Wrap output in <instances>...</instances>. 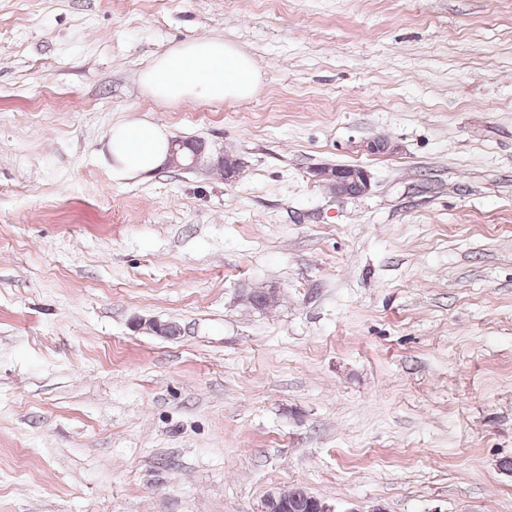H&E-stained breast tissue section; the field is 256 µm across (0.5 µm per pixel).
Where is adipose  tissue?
<instances>
[{
    "mask_svg": "<svg viewBox=\"0 0 512 512\" xmlns=\"http://www.w3.org/2000/svg\"><path fill=\"white\" fill-rule=\"evenodd\" d=\"M261 73L235 44L197 38L155 56L141 72L140 84L163 103L200 100L210 104L241 101L256 94ZM169 134L161 125L132 120L112 127V166L129 175L154 172L168 158Z\"/></svg>",
    "mask_w": 512,
    "mask_h": 512,
    "instance_id": "obj_1",
    "label": "adipose tissue"
}]
</instances>
